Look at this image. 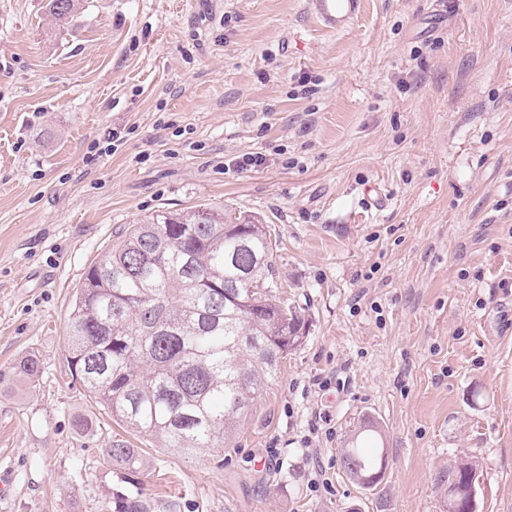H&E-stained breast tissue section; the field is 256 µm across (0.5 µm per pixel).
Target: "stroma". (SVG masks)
Masks as SVG:
<instances>
[{
	"mask_svg": "<svg viewBox=\"0 0 512 512\" xmlns=\"http://www.w3.org/2000/svg\"><path fill=\"white\" fill-rule=\"evenodd\" d=\"M46 4L0 0V512H102L121 439L155 512H445L463 458L477 512H512V0H361L333 32L313 0ZM203 204L265 221L308 332L230 446L183 458L72 380L67 324L125 225ZM368 415L371 492L339 460ZM102 458L110 469L118 467L131 473H137V470L144 466L139 448H131L130 445L122 441L113 442L108 448H104ZM477 474L476 464L470 460H461L448 468L446 472H439L435 481L438 488H445L453 493L455 499L466 507L475 495V486H472V477Z\"/></svg>",
	"mask_w": 512,
	"mask_h": 512,
	"instance_id": "35a3bbf8",
	"label": "stroma"
}]
</instances>
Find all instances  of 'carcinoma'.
<instances>
[{
	"mask_svg": "<svg viewBox=\"0 0 512 512\" xmlns=\"http://www.w3.org/2000/svg\"><path fill=\"white\" fill-rule=\"evenodd\" d=\"M80 0H49L66 22ZM272 243L256 216L199 206L156 211L127 227L75 288L69 314L68 369L119 425L157 447L197 455L230 442L252 414L281 360L306 333L297 308L277 299ZM15 374L38 380L39 360L22 358ZM368 419L342 450L350 480L375 489L387 469L385 448L369 458L358 446ZM107 467L144 466L139 449L117 441L103 449ZM476 464L462 460L438 473L439 488L468 505ZM103 512H151L139 481L111 492Z\"/></svg>",
	"mask_w": 512,
	"mask_h": 512,
	"instance_id": "cac0c4a2",
	"label": "carcinoma"
}]
</instances>
